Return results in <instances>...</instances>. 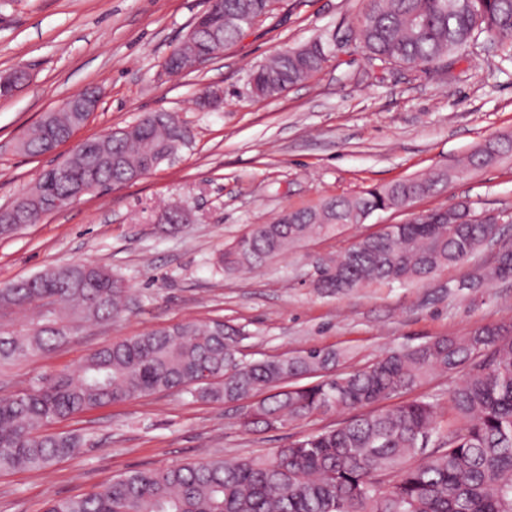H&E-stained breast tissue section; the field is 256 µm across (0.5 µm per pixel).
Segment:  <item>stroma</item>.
I'll return each mask as SVG.
<instances>
[{
  "label": "stroma",
  "instance_id": "1",
  "mask_svg": "<svg viewBox=\"0 0 512 512\" xmlns=\"http://www.w3.org/2000/svg\"><path fill=\"white\" fill-rule=\"evenodd\" d=\"M366 0H278L223 55L172 76L163 64L205 12L208 0H0V74L24 67L29 82L0 98V209L33 189L76 143L173 112L190 143L135 183L100 188L67 209L0 236V285L71 262L109 268L131 308L84 329L48 353L0 367V396L37 378L77 371L101 346L191 320L244 328L252 359L308 348L342 352V369L366 366L388 349L433 336H465L512 321V277L475 283L472 274L512 245L498 243L467 262L412 284H381L328 295L312 286L316 257L336 252L402 210L374 212L334 238L307 242L248 276H227L213 256L254 225L286 209L400 179L451 171L447 185L415 211L469 199L479 211L512 210V152L457 174L486 141L512 138V62L470 47L448 73L396 66L378 73L353 40ZM332 56L312 79L275 98L255 96L247 74L270 55L313 41ZM224 93L202 110V91ZM95 91L98 104L72 141L31 156L20 139L45 113ZM188 202L187 221L168 210ZM238 406L196 400L188 391L151 394L55 423L80 436L73 456L41 471L0 473V512H44L52 498L86 494L131 470L216 457L269 456L302 435L336 425L339 414L247 432Z\"/></svg>",
  "mask_w": 512,
  "mask_h": 512
}]
</instances>
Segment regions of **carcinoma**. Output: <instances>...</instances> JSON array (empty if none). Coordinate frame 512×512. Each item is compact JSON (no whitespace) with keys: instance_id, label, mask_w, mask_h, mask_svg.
<instances>
[{"instance_id":"cac0c4a2","label":"carcinoma","mask_w":512,"mask_h":512,"mask_svg":"<svg viewBox=\"0 0 512 512\" xmlns=\"http://www.w3.org/2000/svg\"><path fill=\"white\" fill-rule=\"evenodd\" d=\"M275 0H216L175 52L215 51L238 42ZM512 46V0H367L356 42L367 59L427 72L463 54L479 37ZM326 62L316 41L284 50L251 69L248 85L272 98L314 77ZM87 112H51L28 136L25 151L68 141ZM190 142L170 112L81 143L70 173L38 178L26 210L0 218L11 234L58 210L78 180L122 185L176 156ZM512 149L509 138L467 157L482 167ZM448 181L439 171L321 204L285 210L224 247L214 266L250 273L344 224L378 210H403ZM457 212L433 210L425 224H385L334 255L315 259L313 287L344 294L376 284L413 283L468 261L497 235L494 224H458ZM128 290L105 267L76 263L0 287V361L48 353L82 328L121 316ZM245 331L222 320H187L106 345L75 375L60 373L0 397V471L44 469L79 452L72 434L50 424L145 394L188 389L203 401L241 407L245 430H272L315 415L354 412L334 427L306 434L270 457L220 458L134 470L80 497L53 500L46 512H512V325L468 336H435L386 351L370 365L338 371L340 354L312 348L252 360ZM460 373L448 392V427L440 405L420 397L390 408L368 407L411 392L434 373ZM318 381L300 384L304 378Z\"/></svg>"}]
</instances>
